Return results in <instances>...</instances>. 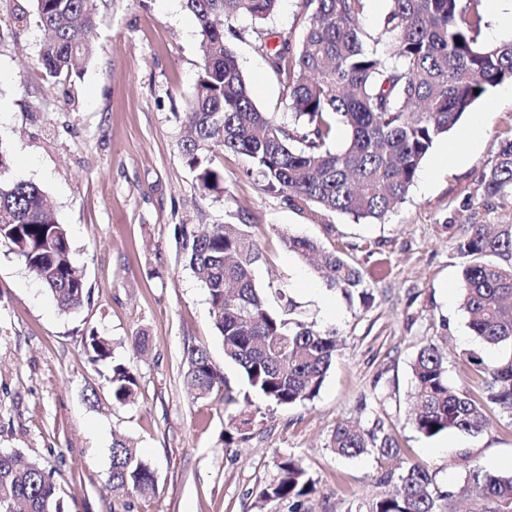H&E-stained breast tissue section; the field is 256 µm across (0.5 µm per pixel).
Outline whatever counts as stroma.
I'll list each match as a JSON object with an SVG mask.
<instances>
[{
	"mask_svg": "<svg viewBox=\"0 0 512 512\" xmlns=\"http://www.w3.org/2000/svg\"><path fill=\"white\" fill-rule=\"evenodd\" d=\"M25 0H0V146L11 179L38 184L65 224L90 298L59 311L45 287L0 243V450L18 451L52 469L68 512H288L287 504L256 509V490L276 454L296 459L316 482L313 512H355L387 492L382 472L426 466L444 490L464 480L461 454L486 470L512 473V418L492 413L481 434H419L408 419L411 363L428 342H441L448 385L483 395L485 377L467 360L493 362L508 345L485 348L458 301L464 258L456 252L462 224L512 220V199L462 211L478 176L512 124V97L502 87L478 100L463 123L482 114L485 132L464 163L438 139L405 202L378 223L343 214L311 219L247 176L245 156L215 150L224 191L202 194L178 147L201 66L198 27L184 0H96L101 19L91 60L75 79L79 104L63 102V86L38 65L42 32L19 23ZM232 49L263 111L291 121L283 87L250 38ZM247 208L261 252L258 287L287 289L321 330L343 345L318 395L289 407L255 400L248 438L225 444L239 406L224 390L193 398L184 384L188 345L207 348L229 388L238 368L224 360L207 294L181 254L182 224L236 222ZM309 237L362 269L370 304L346 299L289 252L283 235ZM108 337L115 359L138 378L134 403L116 406L108 367L93 363L84 340ZM148 341L134 353L133 337ZM382 415L396 437L397 459L336 456L337 423L370 427ZM131 439L156 475L153 494L132 501L107 489L114 437Z\"/></svg>",
	"mask_w": 512,
	"mask_h": 512,
	"instance_id": "1",
	"label": "stroma"
}]
</instances>
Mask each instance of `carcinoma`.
Here are the masks:
<instances>
[{
	"mask_svg": "<svg viewBox=\"0 0 512 512\" xmlns=\"http://www.w3.org/2000/svg\"><path fill=\"white\" fill-rule=\"evenodd\" d=\"M16 20L34 21L43 38L39 64L47 77L68 84L65 101L76 103L70 83L79 60L93 55L98 19L94 0H30ZM280 0H186L201 35L202 67L192 116L179 142L198 189H222L223 173L212 153L247 157L264 187L281 194L288 206L314 219L344 214L354 221H382L404 202L434 142L448 133L491 88L512 81V38L495 44L482 39L483 0H388L378 29L365 24L367 0H300L304 22L278 35L265 22ZM253 21L248 36L266 55L283 86L293 122L259 109L239 69L229 37L240 38L233 22ZM344 126L346 143L335 145ZM11 157L0 147V242L49 291L59 309L79 310L89 299L69 233L47 207L33 182L11 181ZM512 198V127L500 135L498 150L478 177L476 196L462 210ZM457 251L470 258L462 272L461 306L469 328L484 344L512 345V224H461ZM301 260L316 259V271L332 288L368 298L360 269L342 253L318 241L283 237ZM184 261L205 288L224 358L237 366L251 396L279 406L316 397L342 340L335 330H319L302 318L299 305L282 288H259L255 267L261 254L248 224H206L183 230ZM92 360L112 361L108 377L112 403L124 406L138 393L131 365L112 360V342L96 332L85 339ZM468 360L486 377V395L448 387L445 360L429 342L411 370L417 400L412 422L427 438L448 431L479 434L491 425L490 412L512 418V355L493 365L471 354ZM184 382L199 398L225 387L224 402L237 403L220 367L207 349L186 350ZM330 448L338 456L397 457L399 444L378 416L365 429L336 424ZM465 461L460 492L471 512H512V474L490 472ZM110 491L145 497L155 475L139 449L116 438L110 449ZM393 489L357 512H453L457 493L441 490L430 471L412 465L385 475ZM315 492L309 473L287 454L273 461L258 502L288 503V512H309ZM0 512H65L53 476L18 451H0Z\"/></svg>",
	"mask_w": 512,
	"mask_h": 512,
	"instance_id": "cac0c4a2",
	"label": "carcinoma"
}]
</instances>
